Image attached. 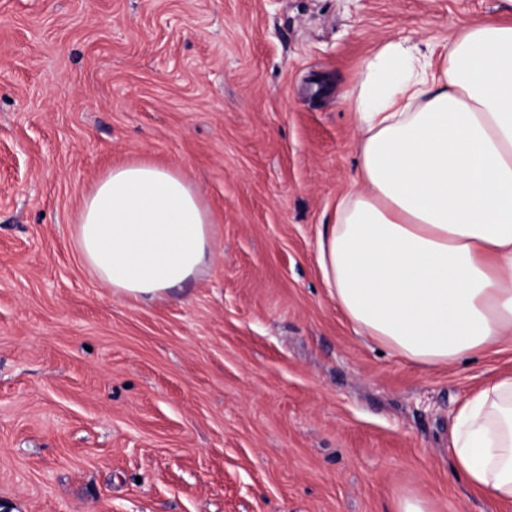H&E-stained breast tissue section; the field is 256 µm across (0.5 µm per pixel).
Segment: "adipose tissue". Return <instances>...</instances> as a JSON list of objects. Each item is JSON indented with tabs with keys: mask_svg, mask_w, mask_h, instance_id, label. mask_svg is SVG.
I'll use <instances>...</instances> for the list:
<instances>
[{
	"mask_svg": "<svg viewBox=\"0 0 512 512\" xmlns=\"http://www.w3.org/2000/svg\"><path fill=\"white\" fill-rule=\"evenodd\" d=\"M358 175L318 240L356 334L424 367L512 337V24L444 50L382 44L355 98ZM208 207L177 170L113 167L77 217L85 263L120 295L156 298L211 256ZM448 450L470 487L512 502V374L467 398Z\"/></svg>",
	"mask_w": 512,
	"mask_h": 512,
	"instance_id": "1",
	"label": "adipose tissue"
}]
</instances>
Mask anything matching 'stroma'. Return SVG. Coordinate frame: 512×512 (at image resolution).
Returning <instances> with one entry per match:
<instances>
[{
  "mask_svg": "<svg viewBox=\"0 0 512 512\" xmlns=\"http://www.w3.org/2000/svg\"><path fill=\"white\" fill-rule=\"evenodd\" d=\"M503 0H0V512H512L455 473L451 366L355 334L317 263L357 173L381 42L444 45ZM181 171L211 261L153 301L83 261V194Z\"/></svg>",
  "mask_w": 512,
  "mask_h": 512,
  "instance_id": "35a3bbf8",
  "label": "stroma"
}]
</instances>
